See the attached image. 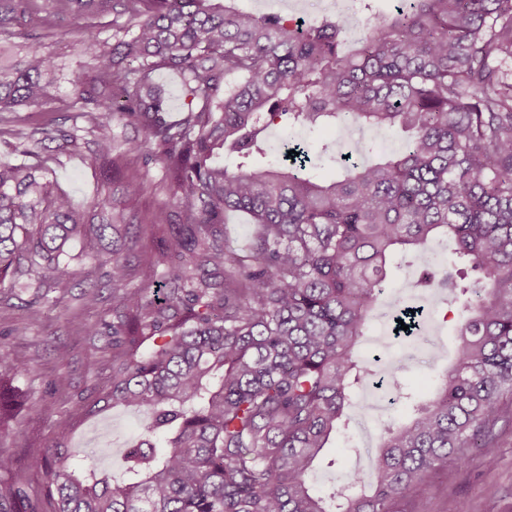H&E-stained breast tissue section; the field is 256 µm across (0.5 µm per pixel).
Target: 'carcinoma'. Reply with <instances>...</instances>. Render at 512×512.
Listing matches in <instances>:
<instances>
[{
	"label": "carcinoma",
	"instance_id": "obj_1",
	"mask_svg": "<svg viewBox=\"0 0 512 512\" xmlns=\"http://www.w3.org/2000/svg\"><path fill=\"white\" fill-rule=\"evenodd\" d=\"M237 0H58L67 34L93 53V75L15 42L47 36L35 0H0V123L41 103L62 80L82 127L49 121L17 130L0 163V289L36 288L28 307L75 284L71 251L93 259L107 230L127 249L137 216L102 207L85 219L54 186L39 144L88 149L130 197L152 184L174 204L163 252L134 278L112 250L106 277L112 380L85 411L149 416L119 475L69 453L59 428L28 469L43 498L0 479L9 512H415L435 478L493 443L512 407V0H405L375 14L345 46L352 23L309 25L255 14ZM112 18V42L88 18ZM180 75L181 119L168 117L156 72ZM122 121L142 138L117 142ZM399 127L397 156L361 146L337 178L317 182L304 147L291 163L249 169L270 129ZM237 158L231 170L221 155ZM230 212L255 232L234 248ZM453 243L448 267L426 247ZM419 259L421 288L466 297L454 355L426 399L382 424L373 479L351 474L322 494L313 463L373 374L356 355L395 253ZM38 323H13L23 340Z\"/></svg>",
	"mask_w": 512,
	"mask_h": 512
}]
</instances>
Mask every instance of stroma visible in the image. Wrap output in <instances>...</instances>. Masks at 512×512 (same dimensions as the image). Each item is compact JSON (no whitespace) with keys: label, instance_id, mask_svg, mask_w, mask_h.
I'll list each match as a JSON object with an SVG mask.
<instances>
[{"label":"stroma","instance_id":"1","mask_svg":"<svg viewBox=\"0 0 512 512\" xmlns=\"http://www.w3.org/2000/svg\"><path fill=\"white\" fill-rule=\"evenodd\" d=\"M73 108L70 86L61 82L49 88L42 105L17 110L19 124L32 126L49 119L72 127ZM301 139L313 158L310 173L316 180L335 179L341 153L354 150L362 142L372 143L375 151L397 153L404 147V137L388 128H364L354 134L335 127L315 130L297 128L288 132L275 130L269 139V162H278L280 145L285 139ZM41 154L54 158V180L66 191L74 205L94 213L97 200H107L117 209L136 210L139 217L170 203L169 192H148L136 199L127 198L118 184L107 180L89 151L61 153L56 143L44 142ZM79 275H91L99 282L96 307H84L79 289L58 295L56 303L39 311V323L20 342L10 345L12 358L22 362L21 370L0 375V384L17 397L13 416L0 426V450L11 460L14 474L22 476L29 493L37 486L27 469L31 454L42 448L57 426L69 423L71 449L87 450L96 446L95 461L101 471L115 473L122 464L121 453L137 434L143 417L122 409H108L91 417H82L84 405L97 397L106 385L112 368V339L108 336L77 337L78 327H91L112 315V288L104 266L77 258L72 262ZM427 316L424 337L413 344L391 338V357L384 372L397 376L416 397L428 398L436 371L452 358L457 320L452 312L457 305L448 295L437 293L421 298ZM68 354L59 362L58 351ZM379 390L361 391L360 407L350 408L352 437H338L312 476L315 487L329 482H343L349 472L368 469L369 457L378 445V424L388 418L406 417L404 403L384 407ZM494 440V466H485L481 456L449 465L436 479L429 493L415 506V512H512V418L500 421Z\"/></svg>","mask_w":512,"mask_h":512}]
</instances>
